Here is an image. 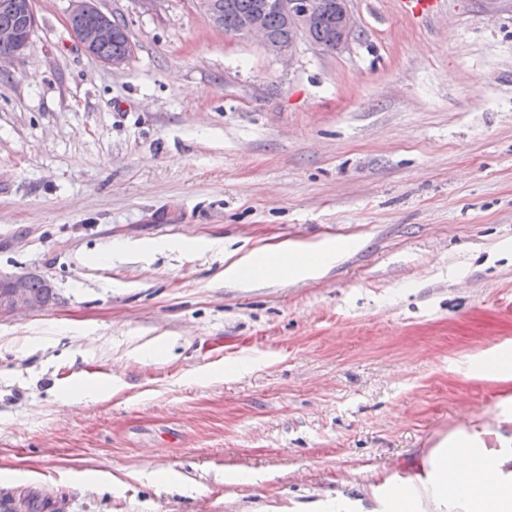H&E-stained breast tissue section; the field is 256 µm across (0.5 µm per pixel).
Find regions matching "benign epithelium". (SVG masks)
<instances>
[{"label": "benign epithelium", "instance_id": "benign-epithelium-1", "mask_svg": "<svg viewBox=\"0 0 512 512\" xmlns=\"http://www.w3.org/2000/svg\"><path fill=\"white\" fill-rule=\"evenodd\" d=\"M72 15H87L91 18L89 25L73 31L74 37L89 55H95V49L112 42L119 26L117 20L101 11L96 0H71ZM215 23H220L224 11L231 8V0H196ZM350 0H336L337 27L326 30L320 42H314L311 31L315 28L320 15L318 0H260L258 7L243 18L237 30L231 35L248 39L252 36L261 38L265 48L277 55L289 53L297 42L305 41L317 47L327 45L338 51L347 48L356 35V21L351 12ZM4 6L19 12L27 18L26 33L12 27L0 28V60L19 57L28 49L37 18L35 0H6ZM280 14L284 26L291 37L284 41L274 37L265 21L267 12ZM33 274L29 272H3L0 270V313H13L21 309L38 311L42 309L41 300L31 294L27 283Z\"/></svg>", "mask_w": 512, "mask_h": 512}]
</instances>
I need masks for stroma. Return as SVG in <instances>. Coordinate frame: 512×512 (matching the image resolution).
I'll return each mask as SVG.
<instances>
[{
	"instance_id": "1",
	"label": "stroma",
	"mask_w": 512,
	"mask_h": 512,
	"mask_svg": "<svg viewBox=\"0 0 512 512\" xmlns=\"http://www.w3.org/2000/svg\"><path fill=\"white\" fill-rule=\"evenodd\" d=\"M69 6L36 0L0 69V269L57 294L0 315V499L319 512L468 417L512 432V382L473 374L512 349V13L351 0L347 49L280 56L196 0H98L115 70ZM286 244L335 258L225 276ZM70 1L72 2V8L70 10L68 17V26L71 29L72 33L74 34V37L76 38L80 46L83 48V50L89 55L96 58L99 62L108 66H112V68H121L123 65H125L134 53V46L131 43V49L127 51L128 44L126 36L122 32L117 33L120 27L118 26L117 20L114 18V16L112 15L111 18L110 15L101 11L95 5V2L97 0ZM72 15L89 16L74 17L71 20V23L76 28L82 27L89 23L91 19L92 20L89 25L78 30H73L70 24V17ZM95 49H97V55L105 57L97 56L94 52Z\"/></svg>"
}]
</instances>
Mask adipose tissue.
Instances as JSON below:
<instances>
[{
  "mask_svg": "<svg viewBox=\"0 0 512 512\" xmlns=\"http://www.w3.org/2000/svg\"><path fill=\"white\" fill-rule=\"evenodd\" d=\"M325 260L320 250L260 249L227 271L239 279L309 277ZM419 470L418 482L393 488L372 512H512V434L462 424L421 458Z\"/></svg>",
  "mask_w": 512,
  "mask_h": 512,
  "instance_id": "obj_1",
  "label": "adipose tissue"
}]
</instances>
